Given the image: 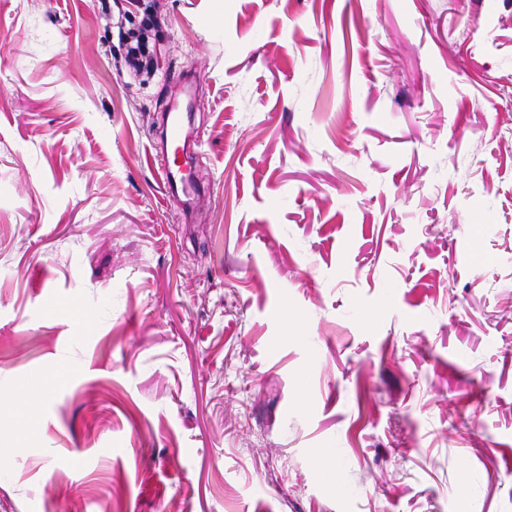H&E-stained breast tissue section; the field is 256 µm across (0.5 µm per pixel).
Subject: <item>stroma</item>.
<instances>
[{
    "instance_id": "stroma-1",
    "label": "stroma",
    "mask_w": 512,
    "mask_h": 512,
    "mask_svg": "<svg viewBox=\"0 0 512 512\" xmlns=\"http://www.w3.org/2000/svg\"><path fill=\"white\" fill-rule=\"evenodd\" d=\"M157 3L0 0V512H512V0ZM153 0L138 1L139 7L143 9L139 29L122 30V21L119 28V38L125 48V59L127 64L134 71H142L152 67L154 63L153 52L150 49L147 31L158 28L160 19ZM198 83L199 76L196 71L192 69H186L184 72L180 73L175 80V85L187 99L186 112H191L192 108L197 103L199 96ZM187 120L188 124L186 128L180 115L172 116L163 130V134L166 136V139L170 140L171 142H180L184 140V142L187 143L189 147L190 142L194 138V129L190 128L191 124L189 116H187ZM153 160L157 159L161 169V176L165 189L169 195L179 196L180 194L186 198L183 201L187 210L193 211L197 198L205 192L204 185L197 183L191 173H185L177 168L174 170L170 166L168 158L163 157L164 164L160 163L158 156H152Z\"/></svg>"
}]
</instances>
